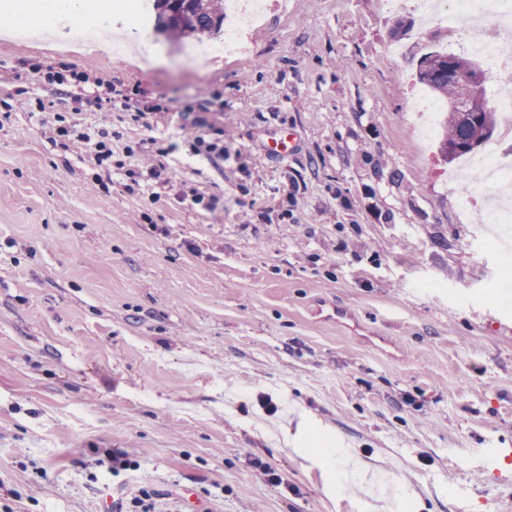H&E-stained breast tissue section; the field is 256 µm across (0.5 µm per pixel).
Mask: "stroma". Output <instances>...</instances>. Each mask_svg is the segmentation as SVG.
<instances>
[{"label": "stroma", "instance_id": "obj_1", "mask_svg": "<svg viewBox=\"0 0 512 512\" xmlns=\"http://www.w3.org/2000/svg\"><path fill=\"white\" fill-rule=\"evenodd\" d=\"M106 20L77 4L48 33L0 31V113L30 104L0 122V512H102L141 488L169 512L189 492L208 512H501L512 481L479 462L512 448V267L406 112L421 55L460 53L461 31L277 0L245 53L195 64L117 20L129 52L75 37ZM45 110L119 132L118 164L155 138L176 178L131 191L117 166L90 191ZM199 117L223 168L193 151ZM281 126L285 159L266 150Z\"/></svg>", "mask_w": 512, "mask_h": 512}]
</instances>
